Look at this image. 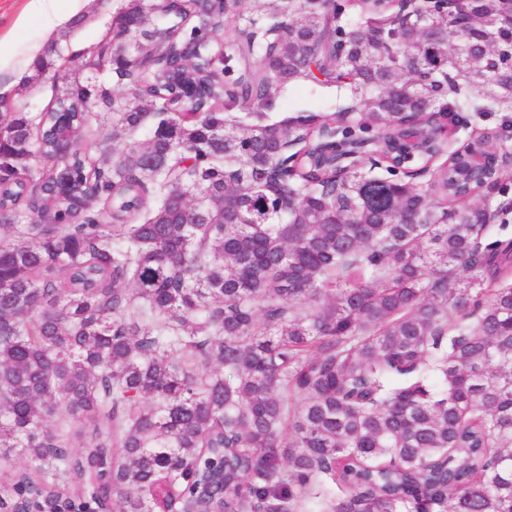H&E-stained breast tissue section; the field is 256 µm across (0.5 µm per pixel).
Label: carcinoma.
<instances>
[{
	"label": "carcinoma",
	"instance_id": "obj_1",
	"mask_svg": "<svg viewBox=\"0 0 512 512\" xmlns=\"http://www.w3.org/2000/svg\"><path fill=\"white\" fill-rule=\"evenodd\" d=\"M269 2L226 42L237 4L130 0L98 45L128 94L0 113V229L33 217L0 238L3 506L168 512L222 473V512H512V240L473 201L512 149L437 137L512 112V0ZM320 75L354 115L263 117ZM411 120L423 183L384 159ZM337 128L389 177L336 176Z\"/></svg>",
	"mask_w": 512,
	"mask_h": 512
}]
</instances>
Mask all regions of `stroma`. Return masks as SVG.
I'll use <instances>...</instances> for the list:
<instances>
[{"mask_svg": "<svg viewBox=\"0 0 512 512\" xmlns=\"http://www.w3.org/2000/svg\"><path fill=\"white\" fill-rule=\"evenodd\" d=\"M28 3L29 0H0V57L5 60L0 66V88L8 95L0 110L40 111L51 99L54 85L65 78L111 82L110 71L95 65L96 50L113 19L126 7L127 0H88L83 10L85 19L76 27L69 21L58 22L53 16L29 10ZM63 34L67 35L69 43L80 49V58L73 63L56 62L24 92H17L13 64L30 58L32 50H45L53 39ZM339 100L336 87L302 81L280 95L269 118L279 121L311 112L329 114L336 111ZM480 134L512 140V126L505 125L504 115L500 112H490L482 117L469 116L467 125L458 127L448 148L456 150Z\"/></svg>", "mask_w": 512, "mask_h": 512, "instance_id": "1", "label": "stroma"}]
</instances>
